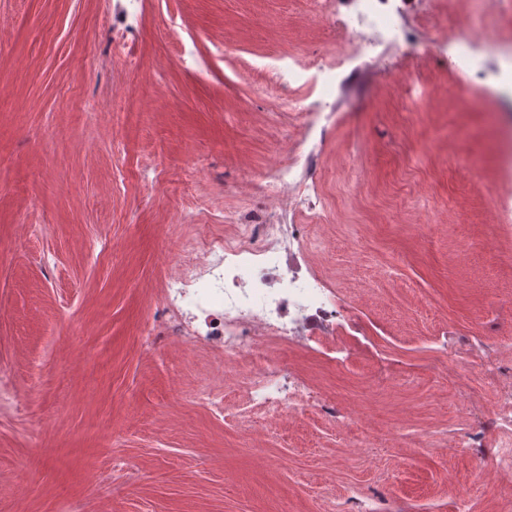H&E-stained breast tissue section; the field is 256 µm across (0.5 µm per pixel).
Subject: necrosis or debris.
Here are the masks:
<instances>
[{
	"label": "necrosis or debris",
	"mask_w": 512,
	"mask_h": 512,
	"mask_svg": "<svg viewBox=\"0 0 512 512\" xmlns=\"http://www.w3.org/2000/svg\"><path fill=\"white\" fill-rule=\"evenodd\" d=\"M388 2L357 0L354 15L336 17L337 44L369 63L376 60L377 47L401 49L410 35ZM488 2L470 0L468 12L453 16L454 66L463 75L490 72L496 99L512 104V39L495 33L480 40L469 35L474 16L485 12ZM277 106L300 114L306 133L294 144L288 164L260 179L273 208L254 224L240 223L235 213L226 215L224 234L179 241L182 259L167 280L160 300L163 318L150 330L147 343L171 336L223 355L225 367L236 374L242 396L238 417L245 430L307 410L339 417L347 429L356 425V418L337 415L283 355L288 348L311 350L335 341L343 326L357 323L327 272L313 264L327 253L325 241L311 238L309 226L288 214L307 199L312 161L333 116L306 111L296 99H278ZM461 440L463 446L486 449L497 468L512 471V387L498 390L492 433L469 432Z\"/></svg>",
	"instance_id": "4bbe7bcc"
}]
</instances>
